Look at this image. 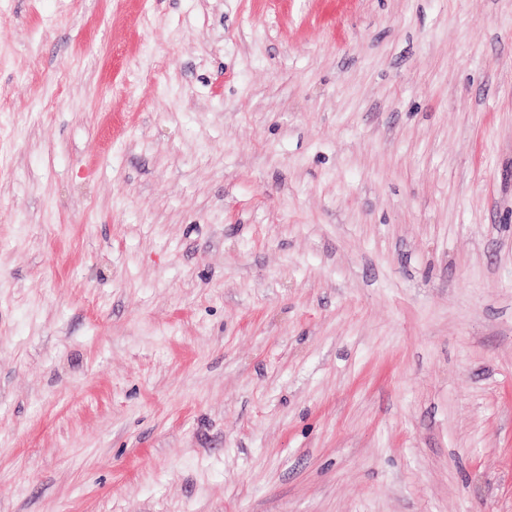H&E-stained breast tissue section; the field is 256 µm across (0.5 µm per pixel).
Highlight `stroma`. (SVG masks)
I'll use <instances>...</instances> for the list:
<instances>
[{
    "instance_id": "35a3bbf8",
    "label": "stroma",
    "mask_w": 512,
    "mask_h": 512,
    "mask_svg": "<svg viewBox=\"0 0 512 512\" xmlns=\"http://www.w3.org/2000/svg\"><path fill=\"white\" fill-rule=\"evenodd\" d=\"M0 512H512V0H0Z\"/></svg>"
}]
</instances>
